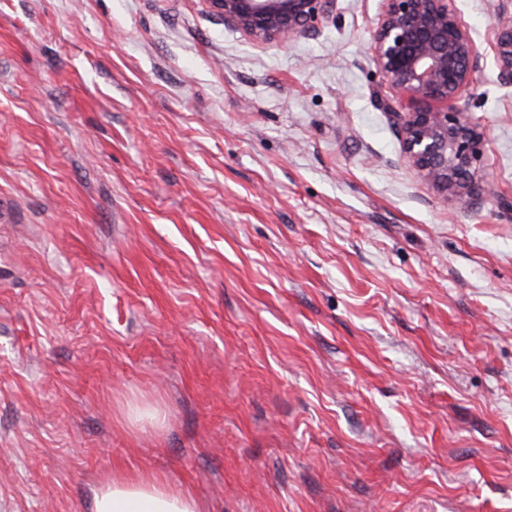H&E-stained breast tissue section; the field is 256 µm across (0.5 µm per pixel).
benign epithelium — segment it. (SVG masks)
<instances>
[{"instance_id":"1","label":"benign epithelium","mask_w":512,"mask_h":512,"mask_svg":"<svg viewBox=\"0 0 512 512\" xmlns=\"http://www.w3.org/2000/svg\"><path fill=\"white\" fill-rule=\"evenodd\" d=\"M224 25L258 44L293 41L336 14L339 0H204ZM371 59L396 102L402 152L442 203L467 206L490 184L476 177L485 140L468 117L465 94L482 57L455 0H386L370 31ZM498 79L512 85V24L493 46Z\"/></svg>"}]
</instances>
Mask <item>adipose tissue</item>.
<instances>
[{"label":"adipose tissue","instance_id":"adipose-tissue-1","mask_svg":"<svg viewBox=\"0 0 512 512\" xmlns=\"http://www.w3.org/2000/svg\"><path fill=\"white\" fill-rule=\"evenodd\" d=\"M91 512H201L196 498L148 472H115L99 481Z\"/></svg>","mask_w":512,"mask_h":512}]
</instances>
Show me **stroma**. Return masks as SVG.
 Segmentation results:
<instances>
[{"mask_svg": "<svg viewBox=\"0 0 512 512\" xmlns=\"http://www.w3.org/2000/svg\"><path fill=\"white\" fill-rule=\"evenodd\" d=\"M468 209L406 164L341 0L259 45L204 0H0V512L149 471L202 512H512V87Z\"/></svg>", "mask_w": 512, "mask_h": 512, "instance_id": "stroma-1", "label": "stroma"}]
</instances>
